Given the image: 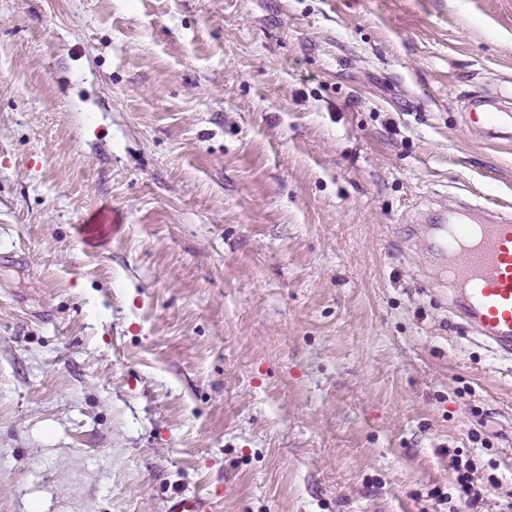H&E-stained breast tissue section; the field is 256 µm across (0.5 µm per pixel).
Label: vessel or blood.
<instances>
[{
    "label": "vessel or blood",
    "instance_id": "1",
    "mask_svg": "<svg viewBox=\"0 0 512 512\" xmlns=\"http://www.w3.org/2000/svg\"><path fill=\"white\" fill-rule=\"evenodd\" d=\"M471 123L487 127L490 135L505 130L486 100L469 103ZM429 250L447 257L440 288L448 292V312L476 339L501 356L512 357V214L489 215L473 224L455 213L427 242ZM217 502L203 495L175 497L169 512H215Z\"/></svg>",
    "mask_w": 512,
    "mask_h": 512
}]
</instances>
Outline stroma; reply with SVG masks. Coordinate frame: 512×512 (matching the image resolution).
Instances as JSON below:
<instances>
[{
    "label": "stroma",
    "mask_w": 512,
    "mask_h": 512,
    "mask_svg": "<svg viewBox=\"0 0 512 512\" xmlns=\"http://www.w3.org/2000/svg\"><path fill=\"white\" fill-rule=\"evenodd\" d=\"M509 91L512 0H0V512H448L452 448L505 512L423 239L512 211ZM491 101L483 99H473L469 102L468 120L480 126L488 127L489 134L492 136H500V133L507 132L511 136V127H505L499 117L498 108L495 110L487 106ZM217 509V500L209 496H177L175 497L168 512H214Z\"/></svg>",
    "instance_id": "obj_1"
}]
</instances>
